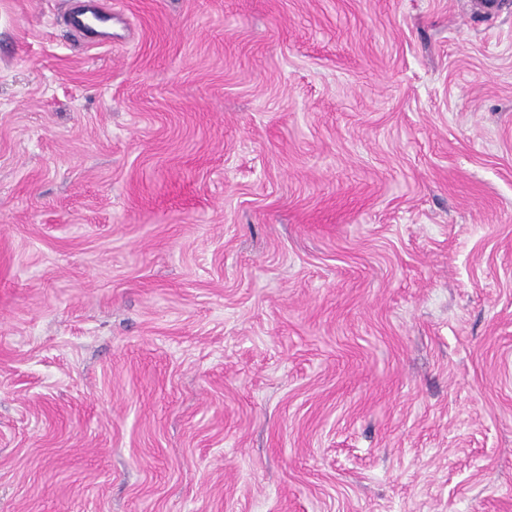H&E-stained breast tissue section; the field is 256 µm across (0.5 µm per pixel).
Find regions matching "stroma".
<instances>
[{
  "label": "stroma",
  "mask_w": 512,
  "mask_h": 512,
  "mask_svg": "<svg viewBox=\"0 0 512 512\" xmlns=\"http://www.w3.org/2000/svg\"><path fill=\"white\" fill-rule=\"evenodd\" d=\"M0 0V512H512V0ZM77 6L66 17V25L76 33L83 36L88 42L93 43L95 31L86 22L88 14H97L98 0H77Z\"/></svg>",
  "instance_id": "1"
}]
</instances>
